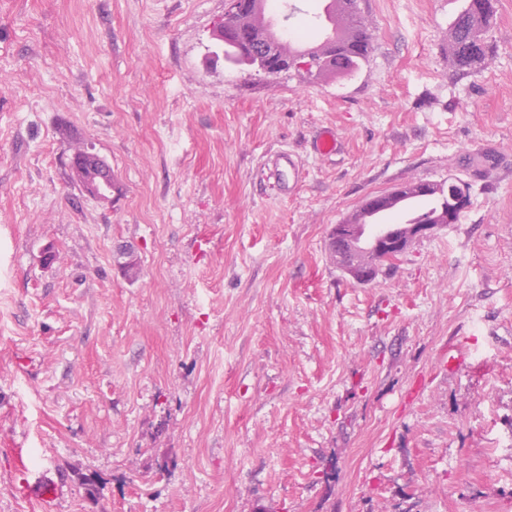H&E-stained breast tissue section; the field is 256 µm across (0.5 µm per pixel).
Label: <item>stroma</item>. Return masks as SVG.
<instances>
[{
	"mask_svg": "<svg viewBox=\"0 0 512 512\" xmlns=\"http://www.w3.org/2000/svg\"><path fill=\"white\" fill-rule=\"evenodd\" d=\"M463 4L358 0L368 61L315 78L225 62L226 0H0V512L40 475L51 512H512V0L455 80ZM451 178L459 223L334 263L366 198ZM271 177L279 184L280 190L285 194H291L296 189L299 175L291 153L283 152L276 157ZM89 171L93 174L88 175V170L84 168L77 172L85 191L94 198L108 199L112 194V178L100 180L93 171ZM26 491L28 494L36 496L39 501L47 505L52 503L59 496L60 487L53 480L46 476H41L34 484H28Z\"/></svg>",
	"mask_w": 512,
	"mask_h": 512,
	"instance_id": "stroma-1",
	"label": "stroma"
}]
</instances>
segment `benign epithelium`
<instances>
[{
	"label": "benign epithelium",
	"instance_id": "1",
	"mask_svg": "<svg viewBox=\"0 0 512 512\" xmlns=\"http://www.w3.org/2000/svg\"><path fill=\"white\" fill-rule=\"evenodd\" d=\"M228 6L224 13V21L216 30V39L223 43L231 40L235 43L239 53L257 61L258 68L268 74L286 72L290 69H304L308 72L321 73L333 59L336 44L332 41L323 42L316 53H303L287 55L282 49V35L269 32L261 35L248 26L233 27L228 25L227 19L241 12L242 0H227ZM78 176L85 191L97 199H107L112 194V180H100L88 170L81 168ZM430 184L420 182L401 186L394 191L379 195L370 202H364L358 209L359 218L377 210L379 212L389 208L396 199L423 194L429 191ZM361 227L358 218H351L333 225L330 233L331 242L338 245L336 255L339 257L340 269L354 282L365 284L376 276L378 267L391 256H399L405 252L409 244L423 238L442 228L440 224H404L393 232L383 234L372 239L367 249L370 258H358L361 250Z\"/></svg>",
	"mask_w": 512,
	"mask_h": 512
}]
</instances>
